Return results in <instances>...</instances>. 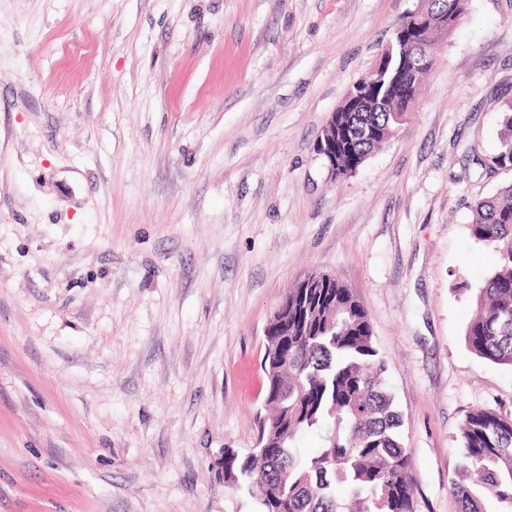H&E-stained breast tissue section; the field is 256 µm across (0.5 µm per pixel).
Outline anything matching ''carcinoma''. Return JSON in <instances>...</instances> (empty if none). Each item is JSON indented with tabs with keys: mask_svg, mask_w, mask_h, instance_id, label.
Segmentation results:
<instances>
[{
	"mask_svg": "<svg viewBox=\"0 0 512 512\" xmlns=\"http://www.w3.org/2000/svg\"><path fill=\"white\" fill-rule=\"evenodd\" d=\"M468 0H425L407 13L383 50L386 66L352 84L332 112L321 139L336 154V178L356 173L371 153L396 137L419 95L413 73L408 90L394 94L409 58L419 52L405 31L421 25L441 39L453 30ZM497 152L477 160L491 172L512 170V105L502 113ZM473 236L495 246L502 260L476 297L465 341L480 357L512 366V184L475 202ZM267 333V348L288 335L277 363L262 360L270 413L259 418V437L246 456L224 449V484H256L259 512H413L410 458L398 440L399 415L386 388L387 366L372 341L368 314L351 288L322 271L288 291ZM317 431L315 454L297 449L298 437ZM463 463L452 482L460 512H485L482 488L512 512V414L471 411L461 428Z\"/></svg>",
	"mask_w": 512,
	"mask_h": 512,
	"instance_id": "obj_1",
	"label": "carcinoma"
}]
</instances>
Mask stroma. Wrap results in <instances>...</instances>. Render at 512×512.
Returning <instances> with one entry per match:
<instances>
[{"mask_svg": "<svg viewBox=\"0 0 512 512\" xmlns=\"http://www.w3.org/2000/svg\"><path fill=\"white\" fill-rule=\"evenodd\" d=\"M420 0H0V512H256L265 329L306 273L366 310L414 512H458L475 409L512 367L465 342L512 183V0H469L398 136L314 152ZM502 126L497 152L487 159V162L478 157L473 159L490 172L500 169L512 170V104L505 112H502Z\"/></svg>", "mask_w": 512, "mask_h": 512, "instance_id": "35a3bbf8", "label": "stroma"}]
</instances>
